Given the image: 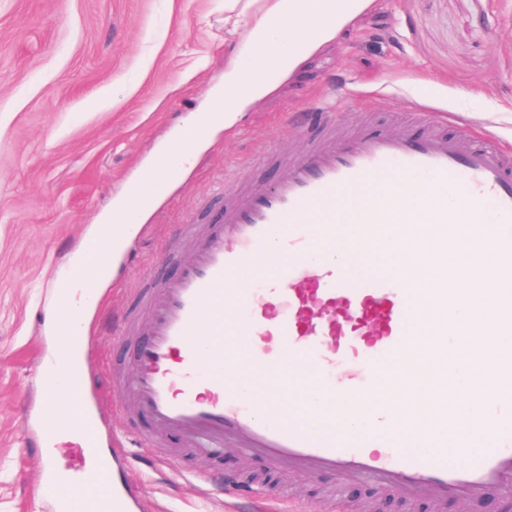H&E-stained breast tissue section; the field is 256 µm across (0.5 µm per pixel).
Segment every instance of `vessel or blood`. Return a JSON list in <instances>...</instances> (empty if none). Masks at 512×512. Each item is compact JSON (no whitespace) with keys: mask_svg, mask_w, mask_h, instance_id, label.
Masks as SVG:
<instances>
[{"mask_svg":"<svg viewBox=\"0 0 512 512\" xmlns=\"http://www.w3.org/2000/svg\"><path fill=\"white\" fill-rule=\"evenodd\" d=\"M264 160L278 167L277 181L236 190L216 223L186 225L193 260L176 280L150 283L141 325L117 324L119 342L134 344L135 416L202 454L232 440L269 468L332 473L343 485L366 480L430 500L437 512L452 499H504L512 489V149L485 144L471 130L450 136L386 128L319 140L296 159L270 151ZM407 188L431 193L426 222L442 254L455 247L449 225L475 224L471 244L492 261V293L477 302L476 316L500 336L496 362L507 377L484 393L475 446L448 442L462 409L448 397V374L476 362L477 350H449L440 333L430 357L416 351L435 315L447 322L455 315L459 299L447 264L428 286L372 256ZM341 191L355 200L353 210L337 206ZM353 221L361 232L350 233ZM345 237L350 264L314 260V251ZM250 278L285 300L283 315L271 320L260 311L242 286ZM57 307L58 350L41 377L49 389L66 381L73 410L46 414L41 428L78 436L85 465L63 481L45 462L50 510L135 512L137 496L118 476V454L101 447L97 409L77 365L88 346L81 313L65 297ZM231 314L237 320L228 330ZM259 336L279 341L277 356L263 367L271 397L243 374ZM347 355L364 356L366 372L330 376L329 363ZM409 374L433 381L428 393L406 397L407 407L427 408V417L404 430L393 411L377 408L368 427L342 428L331 405L336 396L358 397L381 380L400 385Z\"/></svg>","mask_w":512,"mask_h":512,"instance_id":"b4317fda","label":"vessel or blood"}]
</instances>
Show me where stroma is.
Masks as SVG:
<instances>
[{
  "label": "stroma",
  "instance_id": "stroma-1",
  "mask_svg": "<svg viewBox=\"0 0 512 512\" xmlns=\"http://www.w3.org/2000/svg\"><path fill=\"white\" fill-rule=\"evenodd\" d=\"M237 43L224 0H0V512H48L44 460L77 470L73 440L40 433L39 371L54 351L56 299L89 270L81 254L109 206L207 108ZM332 94L340 133L421 119L450 133L458 117L512 146V0H375L295 79L280 80L231 132L215 131L191 165L154 184L135 262L114 256L83 320L105 447H126L134 401L114 382L133 376L115 321L144 318L148 281L178 276L193 251L183 227L222 212L226 173L240 187L272 185L279 169L264 154H304L298 117ZM149 452L159 467L134 461L126 471L141 512H270L265 498L245 509L225 493L224 476L245 474L292 497L281 512H430L369 484L333 503L329 478L272 474L234 448L200 456L157 433Z\"/></svg>",
  "mask_w": 512,
  "mask_h": 512
}]
</instances>
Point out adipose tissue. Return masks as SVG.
<instances>
[{
    "mask_svg": "<svg viewBox=\"0 0 512 512\" xmlns=\"http://www.w3.org/2000/svg\"><path fill=\"white\" fill-rule=\"evenodd\" d=\"M371 5L372 0H225L224 27L238 34L248 55L234 57L224 69L223 116L208 112L195 118V126H209L220 118L225 129H233L247 105L273 91V84L264 78L268 68H277L284 76H295ZM377 251L394 256L399 268L425 280L430 279L435 269L430 251L416 250L413 240L405 236L398 223L387 225ZM489 267L484 255L465 244L448 256V268L461 283L460 307L448 330L449 343L455 346L466 337H480L483 357L482 363L469 365L448 377L449 396H468L469 408L459 417L456 431L457 438L467 442L474 441L478 434L480 396L500 376L493 361L499 336L483 334L481 324L470 317L471 304L490 291L491 282L486 275ZM379 406L404 410L398 386L385 382L360 399L336 403L351 428L368 424L370 412Z\"/></svg>",
    "mask_w": 512,
    "mask_h": 512,
    "instance_id": "ef3b65f1",
    "label": "adipose tissue"
}]
</instances>
